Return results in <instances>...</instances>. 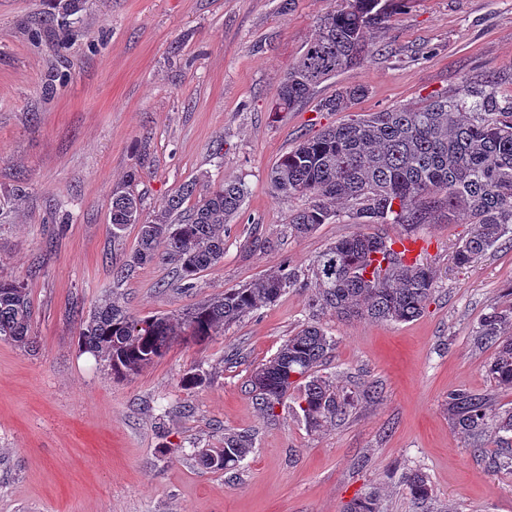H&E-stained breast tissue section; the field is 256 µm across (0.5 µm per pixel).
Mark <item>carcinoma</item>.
Here are the masks:
<instances>
[{"instance_id": "1", "label": "carcinoma", "mask_w": 512, "mask_h": 512, "mask_svg": "<svg viewBox=\"0 0 512 512\" xmlns=\"http://www.w3.org/2000/svg\"><path fill=\"white\" fill-rule=\"evenodd\" d=\"M409 0H340L327 15L300 58L288 69L276 94L274 109L288 111L313 95L337 73L364 63L377 49L367 33L387 23ZM366 95L350 88L321 104L340 112ZM273 193L307 197L290 226L308 234L332 218L361 224H402L408 228L452 224L473 225L456 248L453 260L466 266L512 232V100L498 98L494 82L479 91L464 85L452 96H435L419 107L370 112L328 128L298 143L269 173ZM241 183L221 181L198 193L187 182L148 218L133 190H112L109 223L119 238L131 224L139 226L138 243L123 275L157 258L177 262V277L193 287L199 273L224 256V232L245 199ZM191 205H186L190 199ZM395 240L359 234L330 244L312 263V305L328 308L343 319L367 317L377 322H406L421 316L436 287L433 269L405 262ZM295 272L280 267L242 288L227 290L177 317L132 319L118 300L96 306L82 323L84 349L103 356L118 377H127L160 359L170 345L187 339L201 343L224 326L278 299L296 282ZM33 311L19 283L0 280V337L20 346L30 344ZM478 339L495 345L488 374L496 386L512 387V306L485 314ZM335 340L316 324L288 337L278 352L256 367L247 386L258 409L272 416L290 389H299V409L311 428L344 416L350 406L329 380L319 374ZM298 379L287 382L284 375ZM490 398L468 391L448 394V416L454 428L478 436L486 429L512 433V411L491 419ZM253 448L252 435L227 431L224 446L205 448V468L230 470ZM417 507L431 497L428 478L420 471L407 477ZM345 512H379L377 495L352 499Z\"/></svg>"}]
</instances>
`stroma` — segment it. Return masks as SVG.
Here are the masks:
<instances>
[{
    "instance_id": "35a3bbf8",
    "label": "stroma",
    "mask_w": 512,
    "mask_h": 512,
    "mask_svg": "<svg viewBox=\"0 0 512 512\" xmlns=\"http://www.w3.org/2000/svg\"><path fill=\"white\" fill-rule=\"evenodd\" d=\"M64 0H0V278L33 306L32 347L0 338V512H343L376 492L380 512H417L405 482L425 472L432 512H512V468H493L498 435L466 437L448 418L454 390L512 408L487 374L494 347L474 331L512 287V236L466 266L453 261L467 224H426L419 256L436 273L422 317L341 320L303 285L338 239L403 235L397 224L329 221L295 233L301 197L268 174L325 128L464 83L512 98V0H410L373 32L377 54L321 84L288 112L272 101L337 0H77L69 43L49 22ZM363 86L341 112L319 100ZM244 184L224 257L180 289L157 260L116 280L137 225L113 238V188L132 182L152 215L187 182ZM288 265L301 280L205 342L178 341L119 378L84 351L81 322L108 296L130 316H177ZM336 341L324 368L354 398L344 420L309 429L297 391L267 417L245 388L303 324ZM203 367L194 391L182 376ZM254 436L231 470L204 468L225 431Z\"/></svg>"
}]
</instances>
